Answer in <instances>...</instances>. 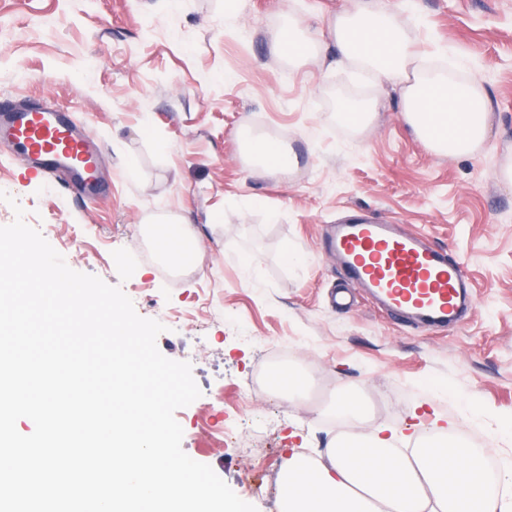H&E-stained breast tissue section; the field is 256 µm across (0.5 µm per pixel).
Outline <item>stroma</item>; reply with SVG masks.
<instances>
[{"mask_svg": "<svg viewBox=\"0 0 512 512\" xmlns=\"http://www.w3.org/2000/svg\"><path fill=\"white\" fill-rule=\"evenodd\" d=\"M354 0H0V101L52 98L101 149L99 195L82 200L0 142V226L13 204L73 270L117 286L165 327L200 397L175 413L182 448L257 512H278L286 459L324 461L345 429L339 393L365 394L355 434L401 447L446 426L455 443L512 464V0H373L399 12L420 68L479 83L488 148L431 154L401 117L400 90L320 47L291 62L269 34L326 25ZM376 103L353 128L336 115ZM292 150L294 170H253L244 137ZM366 213L462 258L476 298L457 324H404L380 310L325 245ZM191 225L202 267H172L147 229ZM292 259H285V250ZM256 265H248V258ZM284 345L308 374L303 400L250 378Z\"/></svg>", "mask_w": 512, "mask_h": 512, "instance_id": "35a3bbf8", "label": "stroma"}]
</instances>
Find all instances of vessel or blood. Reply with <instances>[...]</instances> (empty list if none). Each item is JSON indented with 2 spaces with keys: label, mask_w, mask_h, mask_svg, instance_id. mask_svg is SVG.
Here are the masks:
<instances>
[{
  "label": "vessel or blood",
  "mask_w": 512,
  "mask_h": 512,
  "mask_svg": "<svg viewBox=\"0 0 512 512\" xmlns=\"http://www.w3.org/2000/svg\"><path fill=\"white\" fill-rule=\"evenodd\" d=\"M0 137L44 175L64 176L86 197L96 194L98 146L57 108L0 107ZM328 246L386 311L441 325L473 307L465 262L420 232L356 217L334 226Z\"/></svg>",
  "instance_id": "1"
}]
</instances>
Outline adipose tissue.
Here are the masks:
<instances>
[{"label": "adipose tissue", "instance_id": "adipose-tissue-1", "mask_svg": "<svg viewBox=\"0 0 512 512\" xmlns=\"http://www.w3.org/2000/svg\"><path fill=\"white\" fill-rule=\"evenodd\" d=\"M328 39L343 59L402 87V118L435 155L462 158L490 139V100L473 82H453L413 64L398 14L358 0L339 14ZM161 258L200 266L205 254L195 232L169 220L149 229ZM325 463L287 459L278 492L279 512H512V467L489 475L483 454L450 442L438 430L411 452L390 435L330 445Z\"/></svg>", "mask_w": 512, "mask_h": 512}]
</instances>
